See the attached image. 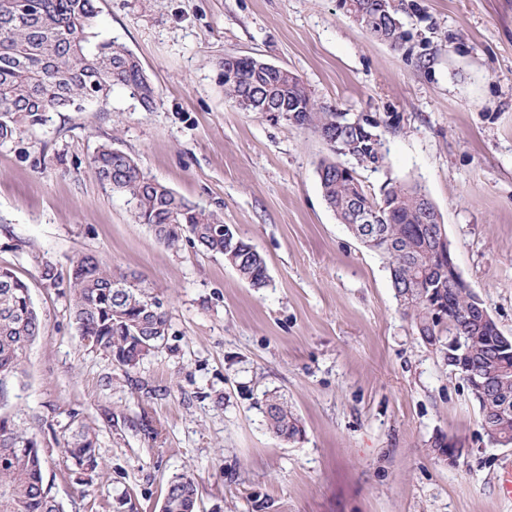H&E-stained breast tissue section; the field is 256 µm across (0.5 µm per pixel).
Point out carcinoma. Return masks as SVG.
I'll list each match as a JSON object with an SVG mask.
<instances>
[{"mask_svg":"<svg viewBox=\"0 0 512 512\" xmlns=\"http://www.w3.org/2000/svg\"><path fill=\"white\" fill-rule=\"evenodd\" d=\"M365 12L363 30L372 38L397 47L405 39L396 5L382 14L381 0H356ZM95 0H0V143L41 121L45 112H80L92 103L108 100L112 89L130 90L149 111L158 98L139 60L125 45L99 38ZM224 94L245 112L275 110L284 102L302 105L288 117L323 138L344 141L347 156L374 172L385 163L384 148L363 141L355 129L324 112L312 101L298 76L289 71L262 68L250 57L227 56ZM90 166L97 179L127 198L135 220L147 225L154 237L170 249L183 242L224 256V263L251 287L269 284L265 259L239 236L224 237V220L199 209L160 181L146 176L136 160L106 141L97 146ZM322 194L336 217L368 208L379 216L377 233L366 248L381 255L395 298L419 339L448 360V337L463 341L476 379L486 385L476 400L481 424L512 442V346H498L497 325L470 317L474 294L448 274V257L437 249L444 225L431 224L424 215L418 185L388 180L380 195L367 192L357 171H340L332 162L319 166ZM122 286L123 292L115 290ZM73 323L79 346L89 339L124 372L140 363L165 339L170 318L163 302L147 292L139 276L115 269L92 254L72 262L68 279ZM41 331V319L30 288L15 272L0 266V403L7 399L24 346ZM276 401L265 418L269 430L286 441L302 434L301 422L288 402ZM56 443L73 467L80 485L101 472L98 433L77 413L70 414L66 432ZM196 484L189 471L173 474L160 512H195ZM0 512H63L44 476V459L37 436L22 423L0 417Z\"/></svg>","mask_w":512,"mask_h":512,"instance_id":"1","label":"carcinoma"}]
</instances>
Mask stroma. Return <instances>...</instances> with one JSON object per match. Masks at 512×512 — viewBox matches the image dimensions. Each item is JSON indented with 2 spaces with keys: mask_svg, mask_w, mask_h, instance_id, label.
<instances>
[{
  "mask_svg": "<svg viewBox=\"0 0 512 512\" xmlns=\"http://www.w3.org/2000/svg\"><path fill=\"white\" fill-rule=\"evenodd\" d=\"M408 40H374L338 0H97L104 37L158 89L48 112L0 144V265L30 287L42 329L0 416L24 421L64 512H159L190 470L197 512H512L498 480L512 446L490 444L460 374L416 336L381 257L330 211L316 169L334 154L311 130L224 96V59L250 56L304 82L317 106L387 120L384 168L419 184L453 260L512 336V0H404ZM190 203L217 211L264 257L266 288L223 256L173 250L136 223L88 161L103 141ZM91 253L140 275L171 327L137 370L80 348L66 282ZM51 261L57 286L41 279ZM305 433L267 428L264 392ZM82 413L105 467L80 490L55 435ZM158 438H151V431ZM462 448L451 466L434 440Z\"/></svg>",
  "mask_w": 512,
  "mask_h": 512,
  "instance_id": "1",
  "label": "stroma"
}]
</instances>
